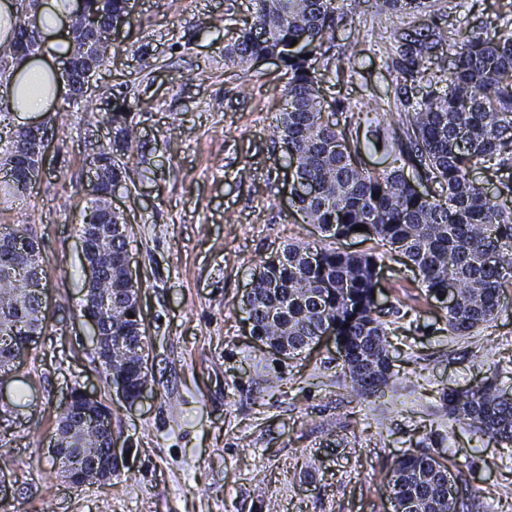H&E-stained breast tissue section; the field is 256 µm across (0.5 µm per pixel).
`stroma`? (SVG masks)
I'll return each mask as SVG.
<instances>
[{
    "label": "stroma",
    "instance_id": "35a3bbf8",
    "mask_svg": "<svg viewBox=\"0 0 512 512\" xmlns=\"http://www.w3.org/2000/svg\"><path fill=\"white\" fill-rule=\"evenodd\" d=\"M430 17L393 14L383 0H344L327 52V96L347 105L363 165L385 169L377 136L399 126L396 35L429 24L499 36L505 0H431ZM132 23L112 35L88 111L53 104L44 175L22 200H0V224L36 236L47 271L46 324L28 355L0 374V512H393L385 476L425 450L463 469L472 512H512V445L449 417L444 392L493 374L512 379V289L502 310L468 336L448 333L442 305L400 255L378 286L396 313L394 375L384 396L343 386L333 336L285 359L250 334L242 300L261 262L293 241L317 243L290 201L289 169L272 122L288 77L274 58L232 65L226 29L253 0H131ZM134 93L138 142L112 204L130 231L131 265L149 336L152 395L130 406L112 394L86 318L80 227L90 160L112 129L100 103ZM112 413L124 452L111 480L68 484L47 451L56 413L74 387Z\"/></svg>",
    "mask_w": 512,
    "mask_h": 512
}]
</instances>
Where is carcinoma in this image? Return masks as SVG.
<instances>
[{
	"mask_svg": "<svg viewBox=\"0 0 512 512\" xmlns=\"http://www.w3.org/2000/svg\"><path fill=\"white\" fill-rule=\"evenodd\" d=\"M71 19V54L80 52L86 17L100 14L103 25L131 24L129 0H80ZM338 0H255L251 22L236 29L224 59L233 64L275 57L288 75L286 107L276 117L274 143L281 149L293 176V201L307 223L323 237L339 239L355 227H367V238L388 252L402 254L421 276L426 295L446 302L448 286L455 293L447 307L448 334L466 336L492 321L500 295L512 288V209L498 201L512 186L489 195L470 178L478 166L494 163L512 167V34L482 39L460 31L443 37L428 27L401 36L396 48L402 89L421 84L425 62L448 39L461 44L448 69L446 88L419 98H399L402 133L392 167L371 171L359 160L361 144L350 142L324 120L335 108L322 86L328 64L320 52L343 16ZM387 9L405 15L427 14V0H384ZM26 20L17 12L13 37L0 46V81H8L23 65ZM20 97L54 94L68 105L85 100L78 88L55 84L54 77L18 79ZM0 111V193L21 198L27 193L24 161L13 148L14 132ZM112 146L99 155L112 159V182L92 190L82 215L81 236L89 249L83 272L86 294L81 313H92L102 293L112 294V314L102 325L96 354L106 378H121L135 389L147 376L139 352L148 336L138 298L121 266L128 225L118 215L105 219L111 189L126 180L125 155L135 131L127 93L122 92L107 114ZM116 153L118 157L111 158ZM441 193L422 189L421 180ZM112 254V273H98L99 255ZM373 252H341L308 243L285 245L253 278L257 280L244 306L251 335L275 354L289 357L316 344L330 332L351 389L362 397L382 394L393 377L385 318L393 306L378 298ZM46 270L40 247L28 227L21 225L0 237V367L11 362V348L24 337L40 335L46 321L40 295ZM134 317H129V314ZM448 415L475 430L512 444V391L497 378L471 388L443 394ZM57 431L66 452L54 456L61 467L76 469L88 457L110 445L109 436L70 407H59ZM450 467L422 451L398 457L387 475L394 512H469V504L448 482Z\"/></svg>",
	"mask_w": 512,
	"mask_h": 512,
	"instance_id": "1",
	"label": "carcinoma"
}]
</instances>
